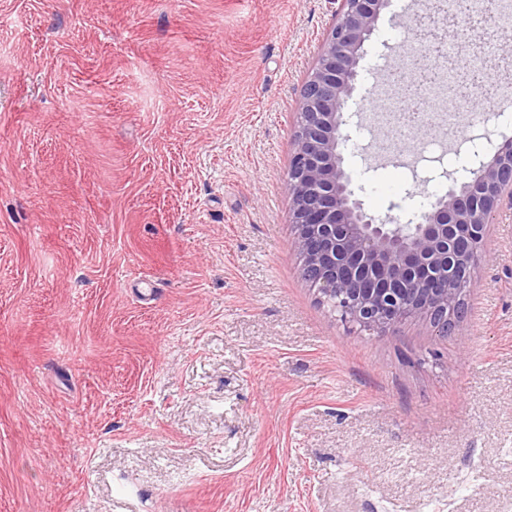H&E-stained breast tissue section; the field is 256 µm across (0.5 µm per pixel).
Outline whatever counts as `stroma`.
Instances as JSON below:
<instances>
[{
	"label": "stroma",
	"instance_id": "1",
	"mask_svg": "<svg viewBox=\"0 0 512 512\" xmlns=\"http://www.w3.org/2000/svg\"><path fill=\"white\" fill-rule=\"evenodd\" d=\"M330 0H0V512H512V207L445 337L302 278L286 185ZM395 0L364 46L371 87ZM344 169L442 195L430 128Z\"/></svg>",
	"mask_w": 512,
	"mask_h": 512
}]
</instances>
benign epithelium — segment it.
Masks as SVG:
<instances>
[{"instance_id":"obj_1","label":"benign epithelium","mask_w":512,"mask_h":512,"mask_svg":"<svg viewBox=\"0 0 512 512\" xmlns=\"http://www.w3.org/2000/svg\"><path fill=\"white\" fill-rule=\"evenodd\" d=\"M333 22L303 85L288 167L294 250L303 278L341 320L381 335L415 318L448 336L462 317L463 294L485 253V228L503 202L512 206V140L486 160L472 152L460 185L406 221L367 213L343 149L352 140L354 98L364 44L392 0H333Z\"/></svg>"}]
</instances>
